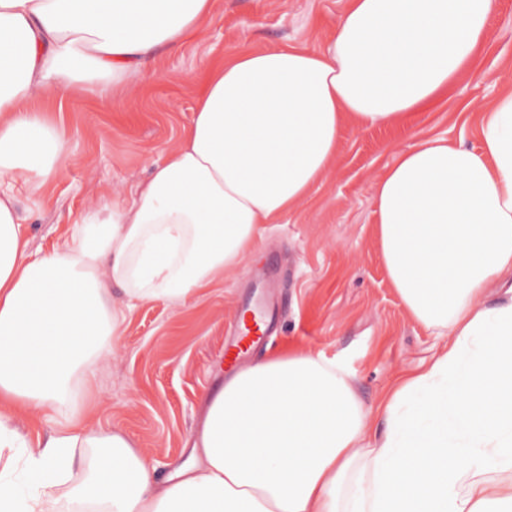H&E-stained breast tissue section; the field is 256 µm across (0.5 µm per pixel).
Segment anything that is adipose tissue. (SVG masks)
<instances>
[{
	"label": "adipose tissue",
	"instance_id": "adipose-tissue-1",
	"mask_svg": "<svg viewBox=\"0 0 512 512\" xmlns=\"http://www.w3.org/2000/svg\"><path fill=\"white\" fill-rule=\"evenodd\" d=\"M497 7L347 0L324 51L232 55L136 197L101 202L34 254L18 196L41 204L66 130L32 101L149 78L155 48L199 31L211 0H0V457L22 453L38 478L23 494L13 464L1 468L0 512H54L64 482L75 512H512V92L484 112L477 147L423 139L376 186L386 275L408 316L448 337L384 398L393 430L371 436L344 368L295 350L225 383L166 484L126 431L92 418L125 310L183 305L237 270L260 226L332 168L345 124L428 109L473 63ZM36 414L55 422L47 439L22 432Z\"/></svg>",
	"mask_w": 512,
	"mask_h": 512
}]
</instances>
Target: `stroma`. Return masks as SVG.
Masks as SVG:
<instances>
[{
    "label": "stroma",
    "instance_id": "35a3bbf8",
    "mask_svg": "<svg viewBox=\"0 0 512 512\" xmlns=\"http://www.w3.org/2000/svg\"><path fill=\"white\" fill-rule=\"evenodd\" d=\"M347 0H213L212 23L154 54L153 80L36 108L67 127V157L39 209L25 212L30 248L49 252L102 200H131L154 161L179 142L204 74L242 49L326 48ZM512 88V0H499L470 68L439 101L405 125L343 130L334 167L297 208L263 225L245 265L185 305L163 301L128 310L111 360L100 368L98 420L128 432L164 481L189 458L205 404L235 368L298 348L336 360L353 377L373 430L389 421L383 397L405 373L427 364L446 339L412 321L389 283L372 229L375 186L397 152L443 136L473 148L482 112ZM274 271L273 331L234 365L224 349L253 269Z\"/></svg>",
    "mask_w": 512,
    "mask_h": 512
}]
</instances>
